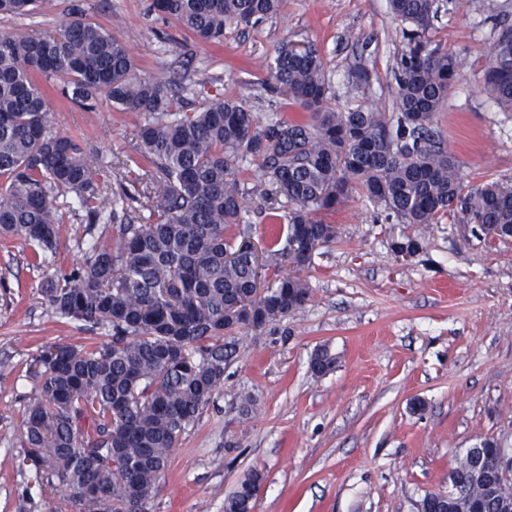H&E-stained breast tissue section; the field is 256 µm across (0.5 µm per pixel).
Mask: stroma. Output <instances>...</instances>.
Listing matches in <instances>:
<instances>
[{"instance_id":"1","label":"stroma","mask_w":512,"mask_h":512,"mask_svg":"<svg viewBox=\"0 0 512 512\" xmlns=\"http://www.w3.org/2000/svg\"><path fill=\"white\" fill-rule=\"evenodd\" d=\"M110 30L146 77L184 76L186 98L242 99L259 125L295 117L267 89L270 64L286 43L319 51L339 109L393 113L402 25L387 0H283L256 26L228 25L224 41H197L152 0H80ZM430 36L462 67L433 126L474 184L512 185V112L483 90L499 24L512 0H439ZM371 82L354 90L351 71ZM41 87L53 131L84 141L97 178L116 182V159L135 177L137 114L107 104L85 112ZM62 216L54 265L35 266L33 249L0 238V512H77L44 491L19 465L22 422L36 386L28 363L43 346L90 345L102 330L59 322L42 293L46 277L69 272L91 238L115 247V227L89 228L71 195L57 193ZM335 242L304 277L311 297L297 314L260 331L241 330L224 383L172 448L144 512H224L251 471L264 481L253 512H416L428 492L447 490L468 448L494 439L512 449V240L488 244L442 218L419 228L385 221L363 201L330 215ZM421 236L420 254L396 258L392 244ZM338 358L312 374L319 346ZM254 404L244 408L245 397ZM424 402V412L411 409Z\"/></svg>"}]
</instances>
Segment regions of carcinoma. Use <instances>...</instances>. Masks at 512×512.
Returning <instances> with one entry per match:
<instances>
[{
	"label": "carcinoma",
	"mask_w": 512,
	"mask_h": 512,
	"mask_svg": "<svg viewBox=\"0 0 512 512\" xmlns=\"http://www.w3.org/2000/svg\"><path fill=\"white\" fill-rule=\"evenodd\" d=\"M282 0H153L205 43L224 41L228 24L254 26ZM405 24L397 62V114L369 106L338 110L318 51L284 44L270 63L273 92L301 115L257 125L243 101L220 98L191 112L169 78H145L112 32L91 22L80 5L51 32L0 29V235L19 236L53 263L61 216L55 191L75 196L90 224H118L117 249L98 241L69 272L51 277L43 293L64 323L101 326L90 346L55 343L32 357L38 380L28 397L23 461L37 482L64 491L79 512H143L170 451L213 399L235 354L227 338L262 330L302 309L310 298L301 273L317 251L336 240L324 219L358 197L400 224H433L447 215L479 237L512 238V186L465 184L457 160L432 128L460 71L456 55L429 37L436 0H388ZM51 0H0V16H23ZM87 111L106 102L143 119L139 150L147 166L106 190L81 141L53 133L38 78ZM484 91L512 111V24L502 23L485 71ZM260 162L263 178L248 186L242 165ZM260 199L277 220L290 205L285 238L267 245L271 264L286 266L253 295L257 267L245 196ZM164 220L141 223L142 211ZM415 256L421 240L393 245ZM326 345L311 355L316 376L336 369ZM133 448L122 468L115 450ZM450 488L418 501V512H499L464 469ZM262 483L254 471L224 502V512H249Z\"/></svg>",
	"instance_id": "1"
}]
</instances>
